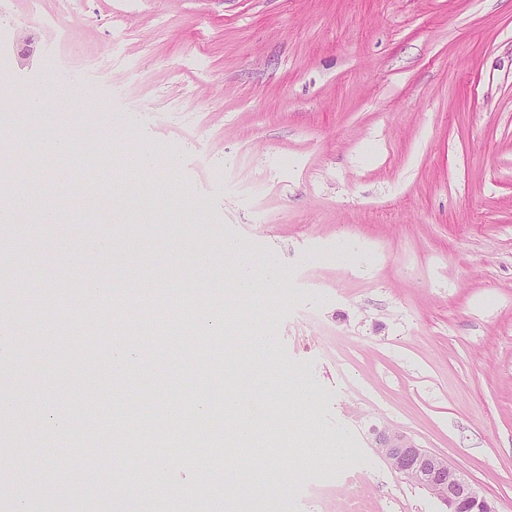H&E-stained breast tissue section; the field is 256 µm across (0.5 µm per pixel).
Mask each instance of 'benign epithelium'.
Wrapping results in <instances>:
<instances>
[{"label": "benign epithelium", "mask_w": 512, "mask_h": 512, "mask_svg": "<svg viewBox=\"0 0 512 512\" xmlns=\"http://www.w3.org/2000/svg\"><path fill=\"white\" fill-rule=\"evenodd\" d=\"M368 442L393 471L445 506L444 512H498L494 502L463 478L448 458L426 450L405 432L389 425L373 426Z\"/></svg>", "instance_id": "1"}]
</instances>
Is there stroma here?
Masks as SVG:
<instances>
[{"mask_svg":"<svg viewBox=\"0 0 512 512\" xmlns=\"http://www.w3.org/2000/svg\"><path fill=\"white\" fill-rule=\"evenodd\" d=\"M0 82L28 85L0 99L21 113L76 91L115 144L155 161L137 187L103 155L42 159V182L84 180L101 222L83 235L126 234L134 267L92 296L14 278L0 291V447L23 427L12 465L43 478L56 512H86L80 484L100 512H136L110 496L130 475L152 488L151 512H179L191 492L208 512L227 486L232 512H442L370 448L374 424L512 512V0H0ZM18 232L31 272L53 278V243ZM227 237L244 255L221 259L223 277L192 265ZM242 270L256 290L236 301ZM146 275L150 297L127 285ZM86 307L98 328L61 332ZM152 334L169 344L140 349ZM117 341L149 375L113 370ZM217 352L248 364L232 382L252 425L242 441L212 424ZM87 368L82 407L47 384ZM188 404L192 465L164 442ZM144 405L155 416L136 420ZM311 448L345 461L320 465Z\"/></svg>","mask_w":512,"mask_h":512,"instance_id":"stroma-1","label":"stroma"}]
</instances>
